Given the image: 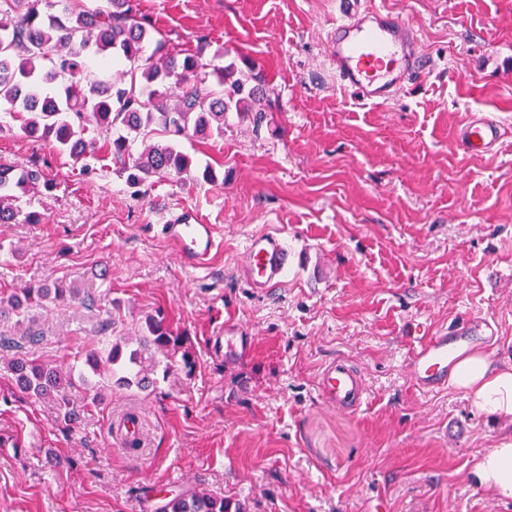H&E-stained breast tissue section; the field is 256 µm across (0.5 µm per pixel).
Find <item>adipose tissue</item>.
Returning a JSON list of instances; mask_svg holds the SVG:
<instances>
[{"mask_svg": "<svg viewBox=\"0 0 512 512\" xmlns=\"http://www.w3.org/2000/svg\"><path fill=\"white\" fill-rule=\"evenodd\" d=\"M450 382L479 412L512 418V365H499L475 349L461 353ZM476 485L498 499H512V441L487 449L476 463Z\"/></svg>", "mask_w": 512, "mask_h": 512, "instance_id": "adipose-tissue-1", "label": "adipose tissue"}]
</instances>
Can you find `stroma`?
I'll use <instances>...</instances> for the list:
<instances>
[{
	"mask_svg": "<svg viewBox=\"0 0 512 512\" xmlns=\"http://www.w3.org/2000/svg\"><path fill=\"white\" fill-rule=\"evenodd\" d=\"M167 40L218 66L254 67L271 119L231 111L223 135L180 140L209 177L131 186L102 148L76 163L0 119V159L52 178L43 224H0V298L31 282L95 283V300L36 314V356L58 364L91 346L112 301L126 334L163 313L197 356L153 393L113 388L63 430L51 402L11 386L0 351V512H154L156 491L205 490L248 512H512L478 488L480 455L512 440V420L472 409L456 388L425 395L403 368L405 316L433 327L494 319L512 365V0H385L420 32L430 70L383 102L336 85L327 43L340 0H135ZM501 125L495 150L456 146L466 121ZM214 225L206 267H184L159 226ZM294 255L282 286L243 276L253 234ZM106 280H99L101 269ZM254 350L224 360L225 320ZM351 360L368 395L354 412L318 380ZM141 416L137 451L112 424Z\"/></svg>",
	"mask_w": 512,
	"mask_h": 512,
	"instance_id": "obj_1",
	"label": "stroma"
}]
</instances>
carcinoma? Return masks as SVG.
I'll list each match as a JSON object with an SVG mask.
<instances>
[{
  "label": "carcinoma",
  "mask_w": 512,
  "mask_h": 512,
  "mask_svg": "<svg viewBox=\"0 0 512 512\" xmlns=\"http://www.w3.org/2000/svg\"><path fill=\"white\" fill-rule=\"evenodd\" d=\"M53 7L51 0H0V106L18 115L26 136L49 139L79 161L97 148V141L86 138L92 129L113 157L131 159L127 182L135 186L152 177L191 176L196 169L193 158L172 141L133 152L142 131L155 126L173 136L222 135L227 112L252 110L259 93L254 72L233 64L213 68L201 53L169 47L162 39L158 59L144 56L159 30L133 0H102L94 8L68 4L59 13ZM90 53H106L127 68L111 81L93 80L86 64ZM209 68L223 86L219 93L207 84ZM41 187L48 191L53 185L37 167L1 160L0 224L20 217L27 224L44 223L45 213L32 205ZM88 289L66 281L29 284L0 303V321L15 320L31 339L27 324L33 307L64 305ZM117 323L114 316L106 321L94 347L65 367L28 354L13 356L6 368L15 389L51 401L72 426L81 406L102 401L114 385L147 392L177 370L192 375L195 360L184 336L161 314L146 316L134 338L115 335ZM160 512H246V506L200 491L169 497Z\"/></svg>",
  "instance_id": "carcinoma-1"
}]
</instances>
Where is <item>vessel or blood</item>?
Listing matches in <instances>:
<instances>
[{
	"instance_id": "obj_1",
	"label": "vessel or blood",
	"mask_w": 512,
	"mask_h": 512,
	"mask_svg": "<svg viewBox=\"0 0 512 512\" xmlns=\"http://www.w3.org/2000/svg\"><path fill=\"white\" fill-rule=\"evenodd\" d=\"M330 62L340 85L361 101L385 100L420 80L429 69L420 49L417 31L384 8L361 5L353 0L337 22L330 44ZM501 136L497 121L472 117L461 132L460 146L468 153L493 150ZM162 235L177 249L184 266L204 265L216 247L215 227L192 223L189 216L171 219ZM291 263L283 238L276 233L253 235L244 251L243 270L258 288L281 283ZM399 333L409 345L405 374L424 393L448 387V374L461 349L490 347L497 336L494 321L485 316L467 319L447 331L431 328L418 316L403 318ZM224 348L230 358L250 354L251 337L242 326L224 325ZM319 389L325 402L337 410H354L366 399L361 374L346 359L328 363L321 371Z\"/></svg>"
}]
</instances>
